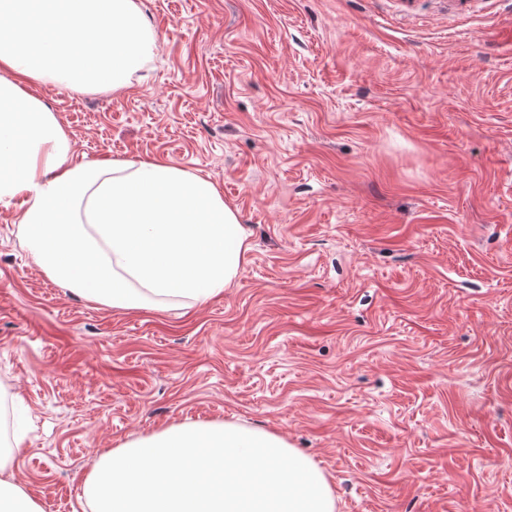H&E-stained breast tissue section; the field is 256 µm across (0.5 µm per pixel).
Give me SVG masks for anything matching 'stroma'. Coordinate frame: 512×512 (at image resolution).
<instances>
[{"label": "stroma", "mask_w": 512, "mask_h": 512, "mask_svg": "<svg viewBox=\"0 0 512 512\" xmlns=\"http://www.w3.org/2000/svg\"><path fill=\"white\" fill-rule=\"evenodd\" d=\"M127 88L40 95L80 161L172 162L251 233L221 297L116 310L0 207V437L43 512L174 423L275 432L336 512H512V0H142Z\"/></svg>", "instance_id": "stroma-1"}]
</instances>
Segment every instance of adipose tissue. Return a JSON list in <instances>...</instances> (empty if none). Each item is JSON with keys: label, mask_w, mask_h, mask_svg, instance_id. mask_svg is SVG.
Masks as SVG:
<instances>
[{"label": "adipose tissue", "mask_w": 512, "mask_h": 512, "mask_svg": "<svg viewBox=\"0 0 512 512\" xmlns=\"http://www.w3.org/2000/svg\"><path fill=\"white\" fill-rule=\"evenodd\" d=\"M156 40L140 0H0V206L20 203L33 263L117 310L202 305L243 271L250 232L217 185L169 162L74 159L69 135L35 89H123ZM0 512H41L8 476Z\"/></svg>", "instance_id": "ef3b65f1"}]
</instances>
